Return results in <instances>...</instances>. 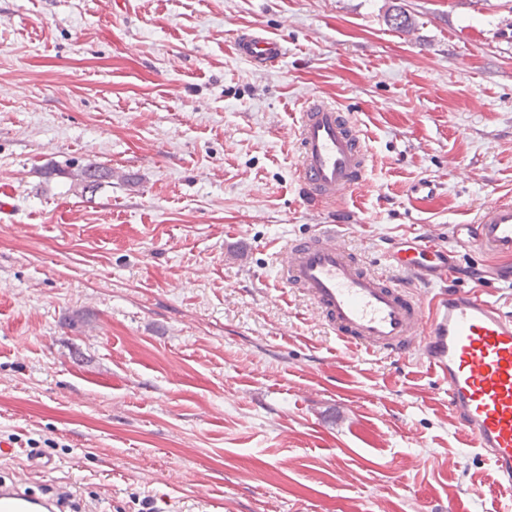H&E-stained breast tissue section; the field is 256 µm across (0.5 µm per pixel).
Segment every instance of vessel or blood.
<instances>
[{
  "mask_svg": "<svg viewBox=\"0 0 512 512\" xmlns=\"http://www.w3.org/2000/svg\"><path fill=\"white\" fill-rule=\"evenodd\" d=\"M245 60L264 66L283 55L281 43L255 33L235 42ZM299 190L334 203L365 181L369 155L359 129L335 106L310 96L296 125ZM457 247H475L493 266L487 285L456 284L455 250L424 232L389 255L406 282L387 280L361 263L334 228L289 241L278 272L286 287L309 300L317 318L343 343L389 356L419 355L444 382L460 429L493 462L499 483L512 488V314L493 300L490 287L512 283V200L481 207ZM434 252L425 266L417 254ZM447 287L421 301L430 280ZM52 498L0 481V512H54Z\"/></svg>",
  "mask_w": 512,
  "mask_h": 512,
  "instance_id": "obj_1",
  "label": "vessel or blood"
}]
</instances>
